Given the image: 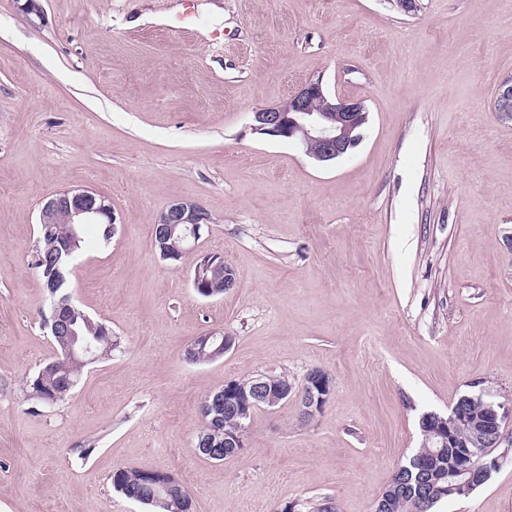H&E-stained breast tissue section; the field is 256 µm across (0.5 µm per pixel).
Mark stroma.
I'll use <instances>...</instances> for the list:
<instances>
[{"label": "stroma", "instance_id": "stroma-1", "mask_svg": "<svg viewBox=\"0 0 512 512\" xmlns=\"http://www.w3.org/2000/svg\"><path fill=\"white\" fill-rule=\"evenodd\" d=\"M194 2L176 32L182 0H0V512H143L112 487L123 467L174 474L194 512H375L422 413L512 401V120L493 108L512 0ZM317 76L368 112L328 164L250 128ZM75 187L117 216L69 275L114 346L47 406L24 395L56 355L30 255L43 201ZM175 201L212 223L171 265L152 227ZM200 251L235 270L224 295L194 291ZM211 330L232 347L187 361ZM315 368L333 391L313 418L290 401L233 459L195 452L208 392ZM434 512H512V454Z\"/></svg>", "mask_w": 512, "mask_h": 512}]
</instances>
